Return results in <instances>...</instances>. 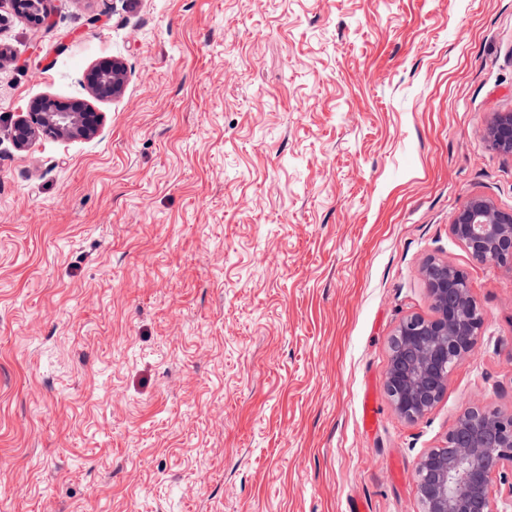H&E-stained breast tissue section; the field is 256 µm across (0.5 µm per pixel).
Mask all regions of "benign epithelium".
Returning <instances> with one entry per match:
<instances>
[{
  "instance_id": "1",
  "label": "benign epithelium",
  "mask_w": 512,
  "mask_h": 512,
  "mask_svg": "<svg viewBox=\"0 0 512 512\" xmlns=\"http://www.w3.org/2000/svg\"><path fill=\"white\" fill-rule=\"evenodd\" d=\"M97 75V83L112 97L121 94L126 80L121 63L114 61ZM102 122L99 112L46 99L17 118L12 140L16 148L24 149L41 137L89 139L98 134ZM486 136L495 149L512 155V113L496 115ZM449 229L476 260L512 269V212L473 197ZM420 275L434 315H411L399 323L384 373L394 410L410 422L426 416L443 397L453 368L470 355L471 339L485 321L463 270L430 260L420 268ZM505 466L512 467V416L477 404L468 406L443 444L424 453L416 464L422 512H496L489 487L493 473Z\"/></svg>"
}]
</instances>
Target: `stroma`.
<instances>
[{"mask_svg": "<svg viewBox=\"0 0 512 512\" xmlns=\"http://www.w3.org/2000/svg\"><path fill=\"white\" fill-rule=\"evenodd\" d=\"M0 0V512H420L470 402L512 414V0ZM127 71L89 140L11 129ZM486 314L424 418L393 410L429 260ZM373 399L377 424L364 426ZM97 75V83L109 90L112 99L121 94L126 80V70L121 63L113 61L109 66L98 69ZM486 136L495 149L512 155V113L497 114L488 125ZM453 237L478 261L512 269V212L483 197L471 198L449 226Z\"/></svg>", "mask_w": 512, "mask_h": 512, "instance_id": "35a3bbf8", "label": "stroma"}]
</instances>
